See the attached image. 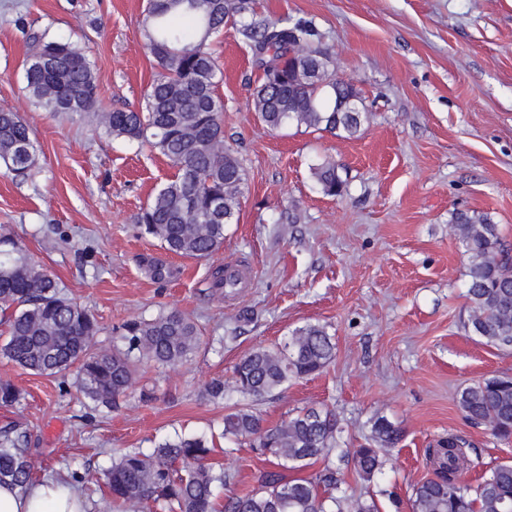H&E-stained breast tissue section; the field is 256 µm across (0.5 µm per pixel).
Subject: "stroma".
<instances>
[{"mask_svg":"<svg viewBox=\"0 0 512 512\" xmlns=\"http://www.w3.org/2000/svg\"><path fill=\"white\" fill-rule=\"evenodd\" d=\"M147 0H0V110L29 124L36 167L0 174V225L51 271L97 322L93 345L125 347L122 326L171 310L190 316L201 343L185 363L140 365L117 408L94 405L74 376L30 373L0 358L20 397L0 406V428L29 433L34 479L98 477L126 451L151 453L178 436L220 432L242 398L204 397L211 380L259 346L283 344L306 324L327 326L336 356L320 374L255 401L267 424L306 408L335 412L340 448L363 444L376 417L400 430L382 474L360 480L336 466L348 494L380 512H410L414 487L435 475L429 448L448 434L469 443L477 485L512 461V440L468 422L467 385L512 377V351L467 328L466 258L453 211L488 214L512 246V0H255L270 20L313 21L336 73L359 90L370 119L359 137L264 127L250 107L260 72L235 28L213 38L224 141L247 177L240 217L211 259L179 257L141 235L136 216L175 174L147 145L106 134L99 112L139 110L160 70L144 46ZM80 42L95 66L99 111L66 117L36 107L24 82L33 36ZM334 160L343 196L324 195L312 169ZM174 268L153 279L149 265ZM240 265L243 288L218 296L210 271ZM225 494L252 488L270 464L218 440Z\"/></svg>","mask_w":512,"mask_h":512,"instance_id":"1","label":"stroma"}]
</instances>
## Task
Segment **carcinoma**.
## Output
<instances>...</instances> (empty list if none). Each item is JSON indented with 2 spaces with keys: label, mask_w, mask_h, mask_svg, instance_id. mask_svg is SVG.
I'll use <instances>...</instances> for the list:
<instances>
[{
  "label": "carcinoma",
  "mask_w": 512,
  "mask_h": 512,
  "mask_svg": "<svg viewBox=\"0 0 512 512\" xmlns=\"http://www.w3.org/2000/svg\"><path fill=\"white\" fill-rule=\"evenodd\" d=\"M229 25L263 71L251 105L266 128L305 126L352 138L368 120L359 91L336 76L311 21L272 22L258 15L252 0H148L145 46L161 72L147 90L145 109L106 112L102 127L116 139L150 143L176 169L137 216L141 233L174 255L200 259L218 251L226 226L239 219L246 194L243 166L224 144V104L216 94L218 68L211 47L213 36ZM33 42L37 50L26 61L24 78L42 110L88 112L100 104L94 68L78 42L42 36ZM0 164L21 179L36 164L29 125L7 110H0ZM313 176L324 195L343 194L335 162L317 165ZM451 223L467 258L469 330L484 345L511 351L512 253L484 213L456 210ZM211 287L222 294L238 287V280L219 266L211 272ZM0 310L8 331L0 356L35 375L73 370L85 397L99 403L125 395L136 380L135 361L177 365L188 360L200 340L191 318L170 311L126 323L125 351L92 349L96 324L89 310L68 298L58 279L7 234H0ZM335 353L326 328L310 323L293 330L284 345L258 347L241 358L232 384L240 394L259 399L294 378L323 371ZM19 396L11 381L0 380L1 405ZM457 405L468 421L489 427L495 437H512L511 378L473 383L459 392ZM340 432L336 414L327 409H304L271 426L250 408L224 414L223 438L246 442L286 468L318 460L324 467L293 480L262 471L251 490L226 497L220 511L216 490L230 477L211 462L215 439L205 434L166 439L150 455L127 452L101 479L120 512H145L150 502L167 512H379L374 498H355L341 488L333 461ZM399 440L392 422L376 418L365 444L352 453L356 475L372 481ZM28 444L27 433L14 425L0 431V484L21 490L29 485ZM429 455L436 463L435 477L414 487L411 512H512V461L495 465L471 488L457 481L458 472L471 465L458 437L438 440Z\"/></svg>",
  "instance_id": "1"
}]
</instances>
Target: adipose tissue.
<instances>
[{
  "label": "adipose tissue",
  "instance_id": "1",
  "mask_svg": "<svg viewBox=\"0 0 512 512\" xmlns=\"http://www.w3.org/2000/svg\"><path fill=\"white\" fill-rule=\"evenodd\" d=\"M0 512H86L80 494L61 481L48 478L27 489L1 484Z\"/></svg>",
  "mask_w": 512,
  "mask_h": 512
}]
</instances>
